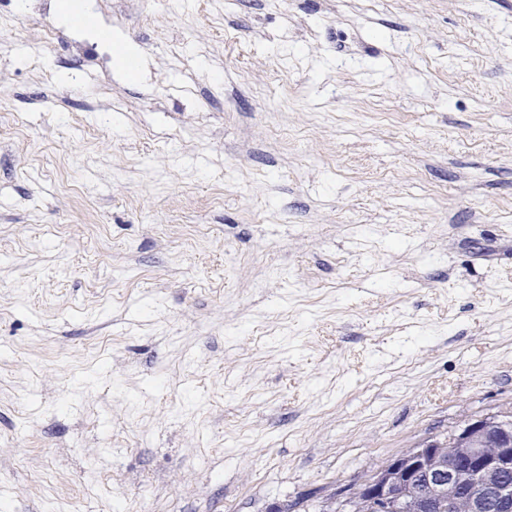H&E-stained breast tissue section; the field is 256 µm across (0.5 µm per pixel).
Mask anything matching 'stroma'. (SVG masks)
Here are the masks:
<instances>
[{
    "label": "stroma",
    "mask_w": 512,
    "mask_h": 512,
    "mask_svg": "<svg viewBox=\"0 0 512 512\" xmlns=\"http://www.w3.org/2000/svg\"><path fill=\"white\" fill-rule=\"evenodd\" d=\"M62 9L0 0V512H328L512 415V0Z\"/></svg>",
    "instance_id": "35a3bbf8"
}]
</instances>
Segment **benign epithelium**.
<instances>
[{
	"instance_id": "7a95c632",
	"label": "benign epithelium",
	"mask_w": 512,
	"mask_h": 512,
	"mask_svg": "<svg viewBox=\"0 0 512 512\" xmlns=\"http://www.w3.org/2000/svg\"><path fill=\"white\" fill-rule=\"evenodd\" d=\"M498 429L497 447L481 442ZM512 473V431L493 418L470 420L446 439H432L389 459L365 477V512H449L448 492L460 485L470 490V512H512V487L503 476Z\"/></svg>"
}]
</instances>
